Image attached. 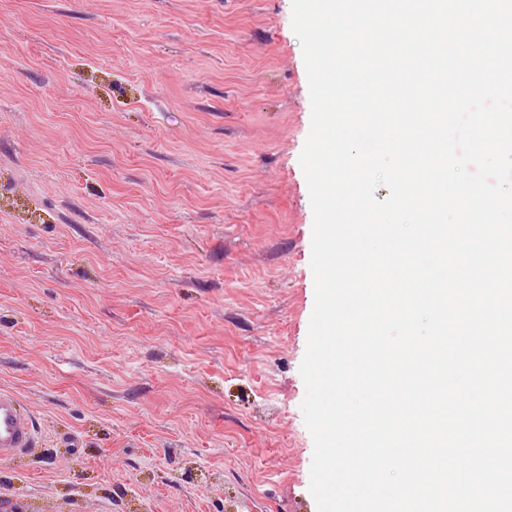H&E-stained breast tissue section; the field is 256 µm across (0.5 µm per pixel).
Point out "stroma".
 <instances>
[{
    "label": "stroma",
    "instance_id": "35a3bbf8",
    "mask_svg": "<svg viewBox=\"0 0 512 512\" xmlns=\"http://www.w3.org/2000/svg\"><path fill=\"white\" fill-rule=\"evenodd\" d=\"M291 0H0L5 512H317ZM36 442L34 418L19 403L17 396L0 390V457L8 458Z\"/></svg>",
    "mask_w": 512,
    "mask_h": 512
}]
</instances>
